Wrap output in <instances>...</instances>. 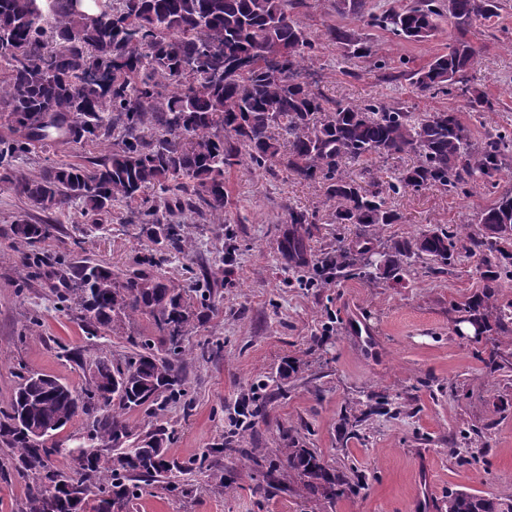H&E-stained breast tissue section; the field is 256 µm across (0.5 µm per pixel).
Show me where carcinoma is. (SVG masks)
Wrapping results in <instances>:
<instances>
[{
	"label": "carcinoma",
	"mask_w": 512,
	"mask_h": 512,
	"mask_svg": "<svg viewBox=\"0 0 512 512\" xmlns=\"http://www.w3.org/2000/svg\"><path fill=\"white\" fill-rule=\"evenodd\" d=\"M297 0H92L82 11L72 0H0V56L8 80L0 84V121L19 136L0 140V163L29 152L56 135L74 141L112 139V150L91 167L62 164L36 177H0L34 210L52 213L77 201L92 216L110 213L115 202L142 200L154 187L162 203L137 210L138 223L157 240L185 252L175 212L204 219L224 211L225 175L249 164L275 175L322 184L324 202L338 224H357L363 233L319 262H312L303 233L314 216L288 209L284 247L295 268L313 266L328 279L362 261L360 275L403 280L408 260L422 258L433 273L460 248L480 259L483 290L454 305L456 323L478 324L497 339L487 366L512 365V300L501 297L512 278V191H505L477 215V228L461 233L434 228L415 237L389 240L376 253L373 230L400 223L386 206L368 163L396 154L416 161L396 178V188L436 187L457 194L475 185L497 187L512 136L489 133L471 141L454 111L419 114L381 102L341 103L328 99L306 76L318 39L294 19ZM498 0H416L406 8L370 17V24L406 40L423 41L447 16L457 27L498 15ZM327 39L344 45L350 57L373 55V45L329 26ZM477 54L457 39L448 50L411 72L422 92L468 96L474 112L493 103L468 86ZM175 90L167 91V86ZM288 142L281 150L275 132ZM350 162L364 165L361 186L345 173ZM52 225L25 212L11 227L24 248L50 235ZM379 255L373 271L365 256ZM155 260L120 277L88 259L66 267L69 288L61 302L74 301L86 333L106 328L116 334L125 320L145 314L163 334L159 353L152 339L124 364L100 361L80 390L43 374H30L16 387L9 411L0 415V441L11 448L13 470L32 474L23 512H130L142 483L192 470L169 455V435L158 427L136 432L126 415L137 409L185 401L184 338L211 308L209 277L192 291L154 273ZM92 419L74 446H47L31 439L34 429L56 435L77 412ZM281 448H244L225 439L201 454V461L226 452L240 455L264 473L268 487L282 465L303 493L326 500L336 485H350L345 472L330 468L299 434L285 433ZM94 453L80 467L55 465L51 456L70 457L73 448ZM446 512H512V502L467 491L448 493Z\"/></svg>",
	"instance_id": "cac0c4a2"
}]
</instances>
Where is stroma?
Wrapping results in <instances>:
<instances>
[{"label":"stroma","instance_id":"obj_1","mask_svg":"<svg viewBox=\"0 0 512 512\" xmlns=\"http://www.w3.org/2000/svg\"><path fill=\"white\" fill-rule=\"evenodd\" d=\"M498 17L473 20L457 29L442 20L427 40L404 41L369 25L368 15L413 5L414 0H306L295 16L319 50L310 70L324 95L344 103L378 100L412 112H458L474 135L512 132V0H503ZM348 30L370 42L376 57L348 58L340 44L325 39L328 26ZM463 39L479 54L469 86L494 104L493 111L472 114L459 94H430L416 89L407 71L426 65L449 42ZM384 60L385 70L375 67ZM111 141L75 142L55 138L10 158L22 176L52 167L84 163L106 154ZM512 190V162L503 170L497 192ZM222 215L200 223L183 216L189 255L170 252L141 225L131 209L118 203L102 223L94 224L72 205L57 216L51 235L35 244L39 267L23 273L21 255L12 246L11 227L28 206L0 182V410H7L23 376L46 373L72 387H84L98 360L116 363L134 354L133 340H159L152 319L127 321L119 334L87 336L79 312L58 300L63 266L90 259L128 274L144 256L160 260L159 273L193 287L201 271H223L215 306L194 324L184 344L192 355L184 363L188 406L179 405L150 418L129 415L136 430L153 424L172 434L171 455L192 459L234 428V403L258 393L263 411L252 419L243 445L280 447L281 433L297 429L307 447L330 466H353L367 477L364 489L343 493L334 504L295 492H260L261 476L234 456L220 458L214 472L176 474L180 489L145 487L133 512H412V500L427 487L431 512H445L449 492L512 499V371L489 373L485 363L492 344L486 338L459 335L454 302L479 291L477 261L455 251L443 273L432 274L422 259L412 260L401 283L366 281L353 274L323 288L310 283L312 269H294L282 249L288 211L315 214L309 225L314 258L339 242L355 240L358 226L335 223L321 184L270 176L246 166L226 177ZM497 192L476 186L454 195L434 187L386 192L401 223L384 226L379 240L413 237L436 228L474 223ZM357 308L371 324V351L358 349L348 329V311ZM211 355L199 359L201 347ZM81 353L70 361L66 350ZM296 370L281 377L287 363ZM392 401L399 414L370 413L380 400ZM365 414L359 430L345 416ZM477 442H468L472 430Z\"/></svg>","mask_w":512,"mask_h":512}]
</instances>
